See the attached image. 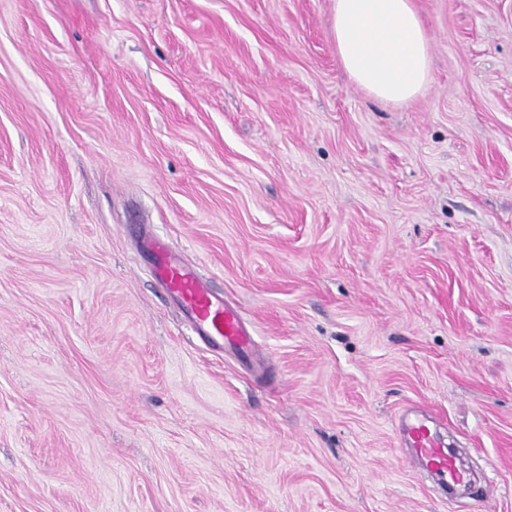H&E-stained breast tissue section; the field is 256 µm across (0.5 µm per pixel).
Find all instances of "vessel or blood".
Masks as SVG:
<instances>
[{
    "label": "vessel or blood",
    "mask_w": 512,
    "mask_h": 512,
    "mask_svg": "<svg viewBox=\"0 0 512 512\" xmlns=\"http://www.w3.org/2000/svg\"><path fill=\"white\" fill-rule=\"evenodd\" d=\"M155 256L157 277L167 294L175 299L196 333L214 348L242 352L251 345L250 333L239 313L218 299L189 266L175 261L162 244L150 246ZM404 431L417 460L448 483L464 481L465 475L454 456L422 419L405 424Z\"/></svg>",
    "instance_id": "vessel-or-blood-1"
}]
</instances>
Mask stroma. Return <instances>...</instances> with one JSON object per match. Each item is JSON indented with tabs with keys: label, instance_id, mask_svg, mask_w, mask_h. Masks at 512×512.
Listing matches in <instances>:
<instances>
[{
	"label": "stroma",
	"instance_id": "stroma-1",
	"mask_svg": "<svg viewBox=\"0 0 512 512\" xmlns=\"http://www.w3.org/2000/svg\"><path fill=\"white\" fill-rule=\"evenodd\" d=\"M415 4L394 105L333 0H0V512H512V0ZM157 277L167 294L175 299L196 333L214 348L227 346L243 352L250 347V333L239 313L218 299L185 264L175 261L160 243H152ZM410 446L417 460L447 483H459L466 479L457 466L454 456L438 438L434 429L423 419L404 424Z\"/></svg>",
	"mask_w": 512,
	"mask_h": 512
}]
</instances>
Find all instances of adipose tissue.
I'll return each instance as SVG.
<instances>
[{
	"mask_svg": "<svg viewBox=\"0 0 512 512\" xmlns=\"http://www.w3.org/2000/svg\"><path fill=\"white\" fill-rule=\"evenodd\" d=\"M333 36L349 77L381 101L408 102L431 81L430 37L414 0H333Z\"/></svg>",
	"mask_w": 512,
	"mask_h": 512,
	"instance_id": "1",
	"label": "adipose tissue"
}]
</instances>
